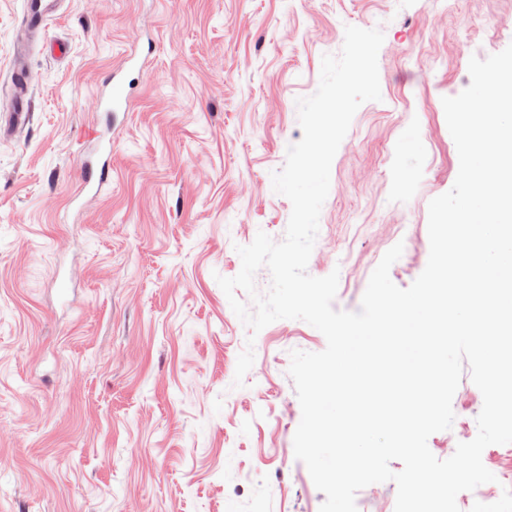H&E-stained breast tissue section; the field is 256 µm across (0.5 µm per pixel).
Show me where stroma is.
<instances>
[{
	"label": "stroma",
	"instance_id": "1",
	"mask_svg": "<svg viewBox=\"0 0 512 512\" xmlns=\"http://www.w3.org/2000/svg\"><path fill=\"white\" fill-rule=\"evenodd\" d=\"M349 26L384 34L381 98L333 159L307 272H338L333 306L354 312L395 244L394 284L425 269L429 203L459 171L442 100L512 44V0H64L46 35L67 55L30 47L29 122L0 135V512H319L288 369L326 339L301 320L250 336L216 278L257 231L283 240L271 174ZM22 33L21 0H0V83ZM112 74L127 109L88 111ZM107 130L110 176L83 191ZM482 406L462 376L437 458Z\"/></svg>",
	"mask_w": 512,
	"mask_h": 512
}]
</instances>
